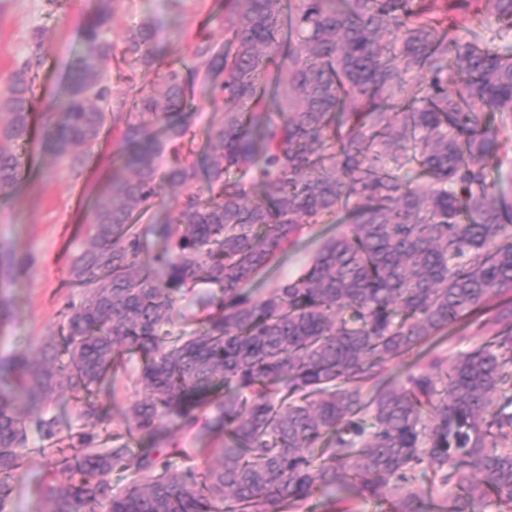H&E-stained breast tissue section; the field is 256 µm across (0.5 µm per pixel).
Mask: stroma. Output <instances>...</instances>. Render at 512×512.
<instances>
[{
    "instance_id": "1",
    "label": "stroma",
    "mask_w": 512,
    "mask_h": 512,
    "mask_svg": "<svg viewBox=\"0 0 512 512\" xmlns=\"http://www.w3.org/2000/svg\"><path fill=\"white\" fill-rule=\"evenodd\" d=\"M103 4L114 13L110 21L114 38L129 27L165 16V25L154 36L162 67L192 68L188 45L196 35L218 43L224 39L223 30L211 20L222 9L220 0H181L175 9L166 0H0V82L31 56L36 42L44 44V54L31 72L36 122L44 121L48 103L57 99L67 79V65L81 49L82 26ZM125 119V110L116 109L94 155L76 168L57 161L40 143L23 146L30 163L13 194L0 196V247L10 254L9 261L0 266V308L14 315L11 322L0 324V356L33 350L40 339L57 331L66 301L78 298L79 291L71 284L73 258L90 241L88 212L112 168L113 144ZM335 232L332 224L308 228L296 245L279 254L251 284L252 296L295 278L319 244ZM138 367V356L126 354L113 390L102 394L112 413V431L101 434L100 442H108L110 434L126 433L124 411L135 397L132 382ZM42 444L37 432H29L24 474L16 482L7 512H41L39 486L30 476L51 473L39 452Z\"/></svg>"
}]
</instances>
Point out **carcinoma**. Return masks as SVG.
Here are the masks:
<instances>
[{
	"instance_id": "cac0c4a2",
	"label": "carcinoma",
	"mask_w": 512,
	"mask_h": 512,
	"mask_svg": "<svg viewBox=\"0 0 512 512\" xmlns=\"http://www.w3.org/2000/svg\"><path fill=\"white\" fill-rule=\"evenodd\" d=\"M222 2L224 43L191 41L187 74L157 69L156 18L118 43L101 8L80 31L41 136L56 158L93 153L116 52L151 80L117 102L131 112L74 260L79 301L37 354L0 358V512L31 428L61 473L41 482L42 512H297L341 490L426 512L413 488L426 471L448 512H512V207L499 201L512 183V0ZM29 70L0 85V194L25 165ZM197 90L214 110L203 146L161 174ZM413 168L426 179L406 180ZM160 175L201 187L157 221ZM310 224L336 234L308 269L246 296ZM147 234L166 245L151 262ZM202 283L222 297L172 335L178 297ZM459 324L488 341L435 354ZM125 351L140 357L136 445L98 448L112 422L99 392ZM62 383L81 395L66 449L43 415ZM162 419L202 427L218 464L173 466L182 451Z\"/></svg>"
}]
</instances>
